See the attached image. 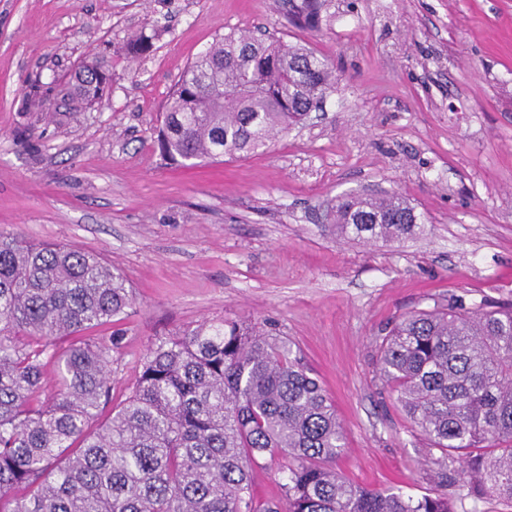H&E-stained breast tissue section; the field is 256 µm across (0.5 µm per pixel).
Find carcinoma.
<instances>
[{
    "mask_svg": "<svg viewBox=\"0 0 512 512\" xmlns=\"http://www.w3.org/2000/svg\"><path fill=\"white\" fill-rule=\"evenodd\" d=\"M324 2L295 0L290 21L318 27ZM151 48L143 31L127 42L132 55ZM333 80L303 46L229 32L183 69L161 155L214 162L264 149ZM109 82L95 60L69 95L98 104ZM332 217L352 240H400L424 223L396 193L340 198ZM133 306L98 256L0 235V512H457L445 491L369 489L336 472L344 435L333 402L289 341L244 321H204L153 344L129 395L112 403V353ZM99 327L105 335L82 339ZM378 352L412 426L440 463L461 465L441 479L512 503V308L414 311ZM279 458L292 460L282 498L263 502L253 469Z\"/></svg>",
    "mask_w": 512,
    "mask_h": 512,
    "instance_id": "carcinoma-1",
    "label": "carcinoma"
}]
</instances>
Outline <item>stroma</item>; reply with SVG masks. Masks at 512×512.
I'll use <instances>...</instances> for the list:
<instances>
[{
  "label": "stroma",
  "mask_w": 512,
  "mask_h": 512,
  "mask_svg": "<svg viewBox=\"0 0 512 512\" xmlns=\"http://www.w3.org/2000/svg\"><path fill=\"white\" fill-rule=\"evenodd\" d=\"M286 0H0V234L68 243L134 297L113 356L129 394L158 340L229 318L275 322L336 406L337 472L437 488V451L385 384L377 346L404 314L512 306V0H328L314 29ZM153 37L125 51L129 32ZM264 30L327 59L323 111L247 157L161 156L163 106L216 38ZM107 98L71 110L80 63ZM395 191L427 223L394 243L337 234V197Z\"/></svg>",
  "instance_id": "35a3bbf8"
}]
</instances>
